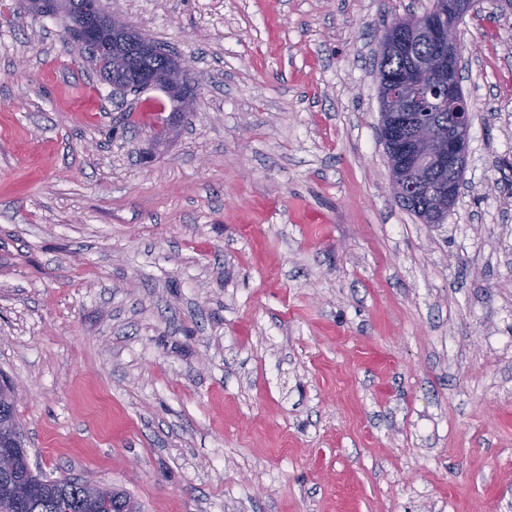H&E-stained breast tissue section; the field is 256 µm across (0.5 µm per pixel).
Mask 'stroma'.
<instances>
[{
  "label": "stroma",
  "instance_id": "1",
  "mask_svg": "<svg viewBox=\"0 0 512 512\" xmlns=\"http://www.w3.org/2000/svg\"><path fill=\"white\" fill-rule=\"evenodd\" d=\"M430 7L112 0L192 60L179 119L0 0V377L33 470L140 512L512 507V12L458 26L473 122L433 226L375 79Z\"/></svg>",
  "mask_w": 512,
  "mask_h": 512
}]
</instances>
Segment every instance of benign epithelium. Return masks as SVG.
Instances as JSON below:
<instances>
[{
	"label": "benign epithelium",
	"instance_id": "benign-epithelium-1",
	"mask_svg": "<svg viewBox=\"0 0 512 512\" xmlns=\"http://www.w3.org/2000/svg\"><path fill=\"white\" fill-rule=\"evenodd\" d=\"M20 4L29 13L38 7L52 12L67 9L69 0H20ZM475 6L477 0H432L431 8L423 15L395 20L387 27L379 43L381 55H389L399 47L411 52L419 38L431 46V55L422 67L407 66L382 79V99L385 102L382 128L385 142L391 149L390 182L396 196L410 197L414 194V183L407 179V173L419 167H433L451 174L448 185L439 192L433 209L428 213V224L443 222V216L454 207L462 188L473 112L469 99L462 92L461 75L465 64L453 31ZM101 7V0H84L81 15L68 29L78 45L99 46L108 53L122 44L140 47L132 25L112 12H101ZM189 68L188 61L172 57L166 67L142 75V82L163 87L171 100L180 103L182 117L192 111L190 86L184 82ZM424 72L428 75L425 102L431 106L441 101L448 102L453 109V119L448 122L446 132L436 125H424L414 138L408 139L403 131L407 125L411 91Z\"/></svg>",
	"mask_w": 512,
	"mask_h": 512
}]
</instances>
